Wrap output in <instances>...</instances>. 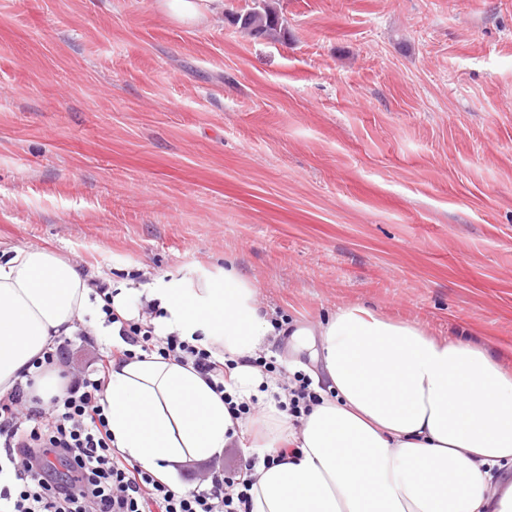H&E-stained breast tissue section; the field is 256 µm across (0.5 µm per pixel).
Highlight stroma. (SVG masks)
<instances>
[{
  "label": "stroma",
  "mask_w": 512,
  "mask_h": 512,
  "mask_svg": "<svg viewBox=\"0 0 512 512\" xmlns=\"http://www.w3.org/2000/svg\"><path fill=\"white\" fill-rule=\"evenodd\" d=\"M275 2L272 41L254 0H0V260L228 259L289 329L366 304L512 370V0ZM230 23L255 39L277 40L282 31L285 33L280 10L267 0H258L257 5L245 13L232 14Z\"/></svg>",
  "instance_id": "35a3bbf8"
}]
</instances>
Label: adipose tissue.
Returning <instances> with one entry per match:
<instances>
[{
	"mask_svg": "<svg viewBox=\"0 0 512 512\" xmlns=\"http://www.w3.org/2000/svg\"><path fill=\"white\" fill-rule=\"evenodd\" d=\"M113 289L122 318L137 296L156 307L157 335L236 361L227 391L247 400L276 386L275 375L248 364L267 351L274 324L233 263ZM90 293L84 274L54 252L18 249L0 262V397L55 339L99 313ZM293 336L300 346L318 342L326 389L300 422L273 407L261 420L263 446L281 460L259 468L252 512H512V476L490 473L512 465V371L494 352L361 304ZM104 399L114 447L165 482L172 464L254 435L192 366L156 354L113 363Z\"/></svg>",
	"mask_w": 512,
	"mask_h": 512,
	"instance_id": "1",
	"label": "adipose tissue"
}]
</instances>
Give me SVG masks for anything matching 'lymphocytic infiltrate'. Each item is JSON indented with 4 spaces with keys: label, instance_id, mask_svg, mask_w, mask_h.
<instances>
[{
    "label": "lymphocytic infiltrate",
    "instance_id": "f902f5d3",
    "mask_svg": "<svg viewBox=\"0 0 512 512\" xmlns=\"http://www.w3.org/2000/svg\"><path fill=\"white\" fill-rule=\"evenodd\" d=\"M90 285L104 301L106 324H118L121 342L100 354L94 372L68 376L61 395L45 402L30 397L33 382L28 379L0 399V476L10 477L9 484L0 485V512H250L255 468L261 461L276 463L277 455H252L234 471H212L183 494L112 448L103 394L114 361L153 353L173 358L192 365L219 393L233 365L178 336H156L149 321L153 307H145L138 317L119 319L107 283L95 276ZM273 399L280 411L297 419L319 395L311 378L298 372L293 386L274 393ZM51 455L65 462L68 482L49 481L44 461Z\"/></svg>",
    "mask_w": 512,
    "mask_h": 512
}]
</instances>
